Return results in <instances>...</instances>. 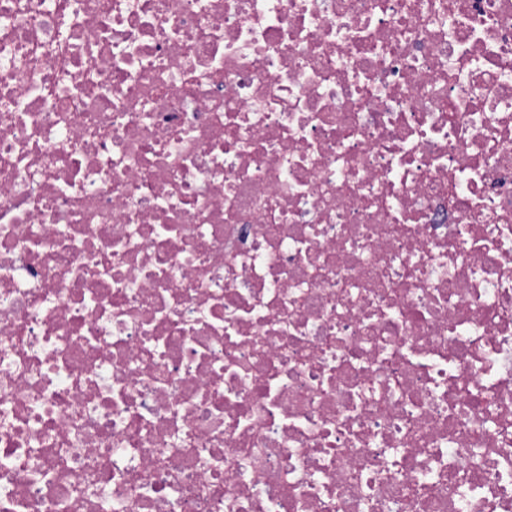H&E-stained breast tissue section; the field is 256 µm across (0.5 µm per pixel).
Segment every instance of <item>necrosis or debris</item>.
Returning <instances> with one entry per match:
<instances>
[{
  "label": "necrosis or debris",
  "mask_w": 512,
  "mask_h": 512,
  "mask_svg": "<svg viewBox=\"0 0 512 512\" xmlns=\"http://www.w3.org/2000/svg\"><path fill=\"white\" fill-rule=\"evenodd\" d=\"M0 512H512V0H0Z\"/></svg>",
  "instance_id": "obj_1"
}]
</instances>
